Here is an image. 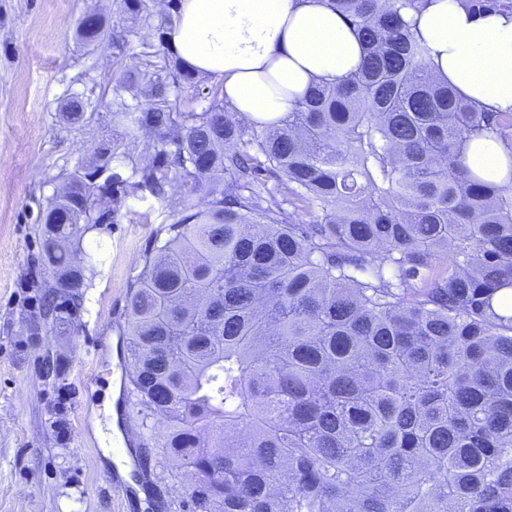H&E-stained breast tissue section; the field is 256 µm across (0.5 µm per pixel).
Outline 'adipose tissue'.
<instances>
[{
    "mask_svg": "<svg viewBox=\"0 0 512 512\" xmlns=\"http://www.w3.org/2000/svg\"><path fill=\"white\" fill-rule=\"evenodd\" d=\"M406 18L435 75L482 111L512 113V8L478 13L465 0H428ZM167 42L222 83L234 112L258 122L282 118L310 85L362 59L353 29L321 0H180ZM465 156L475 175L512 180V155L496 135L471 139Z\"/></svg>",
    "mask_w": 512,
    "mask_h": 512,
    "instance_id": "adipose-tissue-1",
    "label": "adipose tissue"
}]
</instances>
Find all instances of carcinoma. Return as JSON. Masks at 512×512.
<instances>
[{
	"label": "carcinoma",
	"instance_id": "cac0c4a2",
	"mask_svg": "<svg viewBox=\"0 0 512 512\" xmlns=\"http://www.w3.org/2000/svg\"><path fill=\"white\" fill-rule=\"evenodd\" d=\"M428 0H322L362 44L357 70L316 85L275 122L228 111L178 57L118 60L100 96L152 162L112 172L110 146L47 200L43 264L68 282L45 315L68 322L99 274L71 250L121 200L178 183L200 209L166 229L126 296V399L159 454L194 481L188 512H512V188L465 164L473 136L504 139L512 113L479 112L428 69L403 17ZM474 11L512 0H467ZM167 0H114L166 42ZM112 173V181L96 178ZM282 174L278 200L265 172ZM313 216L288 221L286 204Z\"/></svg>",
	"mask_w": 512,
	"mask_h": 512
}]
</instances>
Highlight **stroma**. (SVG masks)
<instances>
[{
    "mask_svg": "<svg viewBox=\"0 0 512 512\" xmlns=\"http://www.w3.org/2000/svg\"><path fill=\"white\" fill-rule=\"evenodd\" d=\"M92 7L127 34L131 53L158 51L151 30L113 16L112 0H0V512H182L185 498L170 477L176 464L157 454L131 472L145 501L132 486L114 490L91 422L108 420L105 385L127 383L119 350L132 270L160 228L199 206L200 196L174 185L161 197L144 189L122 199L113 222L84 240L103 266L74 320L40 314L54 282L38 262L48 197L92 161L104 126L129 164L145 165L154 154L151 139L130 140L106 112L71 123L59 111L64 95L112 68L109 44L88 55L74 38L77 19Z\"/></svg>",
    "mask_w": 512,
    "mask_h": 512,
    "instance_id": "35a3bbf8",
    "label": "stroma"
}]
</instances>
